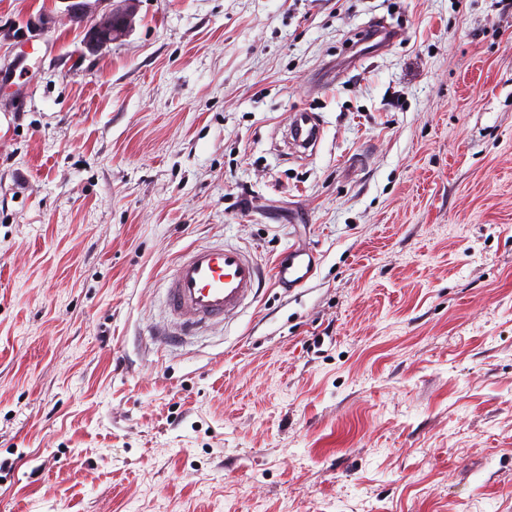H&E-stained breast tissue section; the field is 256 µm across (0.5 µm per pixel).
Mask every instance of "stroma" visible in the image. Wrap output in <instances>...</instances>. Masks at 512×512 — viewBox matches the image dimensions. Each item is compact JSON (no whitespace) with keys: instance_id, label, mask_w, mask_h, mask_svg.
I'll return each mask as SVG.
<instances>
[{"instance_id":"1","label":"stroma","mask_w":512,"mask_h":512,"mask_svg":"<svg viewBox=\"0 0 512 512\" xmlns=\"http://www.w3.org/2000/svg\"><path fill=\"white\" fill-rule=\"evenodd\" d=\"M132 2L93 55L0 0V512H512V15ZM216 242L318 265L164 345ZM300 113H306L307 117L303 118L302 115L296 117V115L298 116ZM296 115L288 128L290 141L302 148H309L316 145L321 138V124L311 113L299 112L296 113Z\"/></svg>"}]
</instances>
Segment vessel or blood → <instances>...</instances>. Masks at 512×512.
I'll list each match as a JSON object with an SVG mask.
<instances>
[{"instance_id":"obj_1","label":"vessel or blood","mask_w":512,"mask_h":512,"mask_svg":"<svg viewBox=\"0 0 512 512\" xmlns=\"http://www.w3.org/2000/svg\"><path fill=\"white\" fill-rule=\"evenodd\" d=\"M321 131L319 121L310 114L294 118L288 135L296 146L308 148L319 142ZM316 267L315 253L292 248L275 266L273 278L280 287L299 288L312 278ZM262 279L263 269L249 251L228 244L189 249L166 279L173 336H191L223 323L256 301Z\"/></svg>"}]
</instances>
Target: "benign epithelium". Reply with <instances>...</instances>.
Returning a JSON list of instances; mask_svg holds the SVG:
<instances>
[{
    "label": "benign epithelium",
    "instance_id": "benign-epithelium-1",
    "mask_svg": "<svg viewBox=\"0 0 512 512\" xmlns=\"http://www.w3.org/2000/svg\"><path fill=\"white\" fill-rule=\"evenodd\" d=\"M53 3L63 4L64 14L80 25L84 46L91 53H98L112 44V28H117L119 35L124 36L133 26L134 11L129 0L126 8L118 12L109 10L100 16L91 10L88 0H53Z\"/></svg>",
    "mask_w": 512,
    "mask_h": 512
}]
</instances>
